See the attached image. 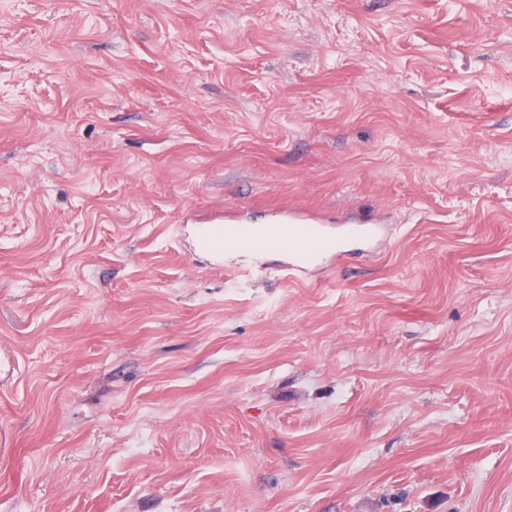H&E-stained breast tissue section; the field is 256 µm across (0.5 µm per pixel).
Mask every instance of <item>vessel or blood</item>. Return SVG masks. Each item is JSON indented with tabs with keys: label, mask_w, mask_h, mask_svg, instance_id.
<instances>
[{
	"label": "vessel or blood",
	"mask_w": 512,
	"mask_h": 512,
	"mask_svg": "<svg viewBox=\"0 0 512 512\" xmlns=\"http://www.w3.org/2000/svg\"><path fill=\"white\" fill-rule=\"evenodd\" d=\"M384 233L381 224H326L288 208L271 211L267 223L258 227L230 223L214 229L203 242L216 266L243 262L265 271L270 267L269 255L275 254L281 270L302 277L351 250L374 251Z\"/></svg>",
	"instance_id": "1"
}]
</instances>
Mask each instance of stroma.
Wrapping results in <instances>:
<instances>
[{"instance_id":"stroma-1","label":"stroma","mask_w":512,"mask_h":512,"mask_svg":"<svg viewBox=\"0 0 512 512\" xmlns=\"http://www.w3.org/2000/svg\"><path fill=\"white\" fill-rule=\"evenodd\" d=\"M1 353L0 512H512V0H0ZM384 233L385 224H323L288 208L271 211L268 222L259 227L228 223L205 234L202 240L218 268L224 266L226 270L229 264L244 262L267 271L273 268L267 257L276 254L280 260L274 266L292 278L303 277L351 251L373 252Z\"/></svg>"}]
</instances>
